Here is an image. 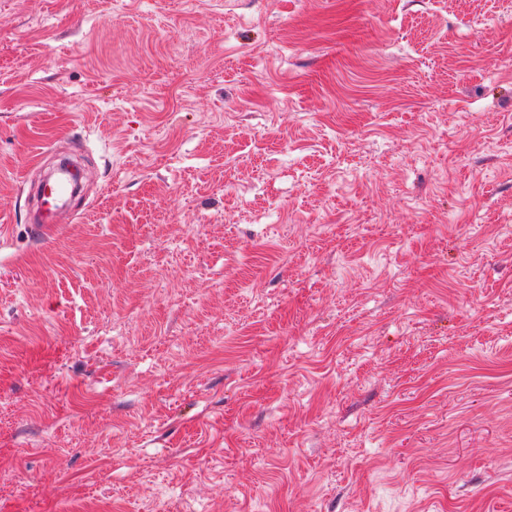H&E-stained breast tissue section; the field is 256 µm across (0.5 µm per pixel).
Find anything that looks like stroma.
Listing matches in <instances>:
<instances>
[{
  "label": "stroma",
  "instance_id": "stroma-1",
  "mask_svg": "<svg viewBox=\"0 0 512 512\" xmlns=\"http://www.w3.org/2000/svg\"><path fill=\"white\" fill-rule=\"evenodd\" d=\"M0 512H512V0H0Z\"/></svg>",
  "mask_w": 512,
  "mask_h": 512
}]
</instances>
